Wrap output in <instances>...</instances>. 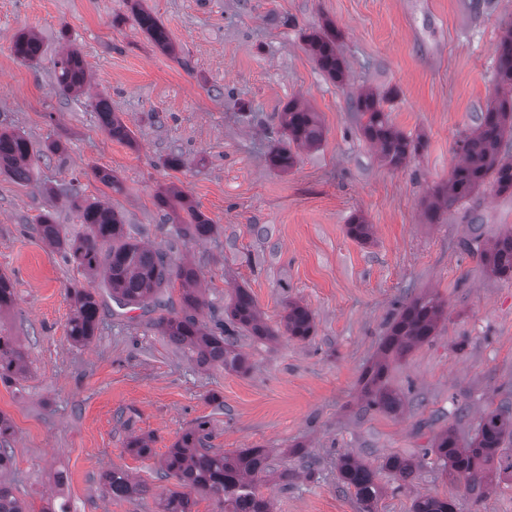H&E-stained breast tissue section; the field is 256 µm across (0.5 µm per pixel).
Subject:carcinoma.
Wrapping results in <instances>:
<instances>
[{
	"instance_id": "1",
	"label": "carcinoma",
	"mask_w": 512,
	"mask_h": 512,
	"mask_svg": "<svg viewBox=\"0 0 512 512\" xmlns=\"http://www.w3.org/2000/svg\"><path fill=\"white\" fill-rule=\"evenodd\" d=\"M137 26L163 49L173 47L165 28L149 11L140 9L135 15ZM340 34L330 24L323 31L307 36V50L318 67L332 80L344 79L343 61L338 42ZM37 35L22 32L14 40L16 57L32 60L41 53ZM497 56V97L481 113L478 127L467 135L459 147L460 161L453 168L448 183L433 195L425 208V220L436 223L441 211L469 197L489 183L499 193L512 191V156L503 151L505 135L512 133V24L504 30L495 47ZM56 80L64 95H79L87 83L82 56L67 51L57 62ZM385 97L364 90L353 107L360 120L364 137L376 147L381 159L393 167L405 165L423 148L419 138H410L390 121L384 108ZM101 124L108 135L118 141L131 140L130 130L112 112L110 102L101 97L95 104ZM282 143L270 156L273 166L282 171L296 163V150L311 148L321 142L323 128L317 112L290 101L281 112ZM39 158L31 141L24 135L0 131V172L5 171L18 181L31 180L33 165ZM56 196L67 198L76 212L83 232L68 236L52 216L46 215L38 224L42 239L63 252L89 275H102V285L122 307L143 308L162 304V293L179 285L181 312L162 317L157 322L160 333L179 346L187 348L200 365L220 364L236 372L248 370L246 357L236 349V330L247 329L260 338L271 339L280 334L304 341L315 332L313 313L299 303H290L283 317L282 330L271 329L262 320L251 294L244 288L236 291L225 318L207 324L199 318L206 306L199 277L190 263L174 264L167 255L149 246L132 234L122 214L101 202H89L80 196L72 183L50 189ZM157 203L175 214L180 232L192 239H205L214 230L209 220L181 191L170 188L157 195ZM373 225L358 217L348 225V233L358 241L372 237ZM484 267L499 277L512 276V232L500 236L482 248ZM73 314L68 323V337L75 345L89 344L95 336L100 316L96 293L86 288H70ZM445 314V305L434 294H423L408 301L392 322L376 361L362 376V400L369 408L397 414L404 407L401 394L388 379L392 361L406 356L416 346L428 341ZM26 372L25 355L8 336H0V382L11 383ZM207 423L181 435L161 462L167 476L178 479L185 491L171 493L163 503V512H192L193 493H204L224 501L227 512H270L268 501L255 490L254 481L268 473L269 455L263 448H245L235 454L210 453L204 447ZM512 440V411L502 407L486 412L476 437L461 441L452 429L435 437L431 453L443 461L444 472L452 479L464 478L470 489L481 494L493 487V466L504 445ZM419 464L400 455L388 456L381 470L392 475L399 485L414 480ZM341 487L352 489L363 512H374L383 495L378 471L351 454L339 459ZM104 484L116 498L141 495L146 487L137 484L121 471L105 474ZM246 489V496L240 490ZM0 512H29L26 504L14 493L10 484L0 479ZM412 512H455V504L435 496H418Z\"/></svg>"
}]
</instances>
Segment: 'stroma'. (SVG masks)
I'll use <instances>...</instances> for the list:
<instances>
[{
  "label": "stroma",
  "instance_id": "1",
  "mask_svg": "<svg viewBox=\"0 0 512 512\" xmlns=\"http://www.w3.org/2000/svg\"><path fill=\"white\" fill-rule=\"evenodd\" d=\"M137 6L166 28L175 55L138 28ZM328 21L341 35V83L304 42ZM511 23L512 0H0V129L42 151L30 181L0 173V274L16 295L0 311V332L27 362L24 377L0 383V414L14 428L8 478L29 512H46L60 496L72 512H161L179 484L160 476V462L200 420L212 448L259 446L275 471L290 470L288 483L257 484L273 512H360L337 480L344 453L378 468L390 454L420 462L402 489L381 471L376 512H411L420 495L452 500L456 512H512V475L479 501L426 453L442 430L470 440L485 412L512 405V278L488 274L478 251L464 248L512 230V193L488 184L437 223L424 218L425 200L447 182L461 139L495 97V47ZM27 30L43 44L33 62L12 50ZM71 48L89 77L77 99L56 82ZM362 87L388 95L393 124L422 137L405 166L386 165L363 137L350 104ZM97 95L111 101L132 143L102 128ZM291 100L318 113L324 136L283 172L269 153ZM56 142L60 151H51ZM173 153L176 169L165 164ZM98 167L112 170L119 188L102 184ZM68 181L120 212L171 262L193 264L216 314L241 287L274 329L289 303L306 305L314 335L259 340L242 331L247 372L202 368L158 332V310L119 307L100 287L96 336L72 345L67 290L88 280L36 230L49 213L81 232L66 201L47 191ZM172 185L214 224L210 238L176 236L156 204ZM356 216L372 224L371 242L349 235ZM424 293L443 300L446 314L435 336L391 366L403 411L362 409V372L401 305ZM133 436L150 438L151 456L127 452ZM115 469L148 494L108 496L103 476Z\"/></svg>",
  "mask_w": 512,
  "mask_h": 512
}]
</instances>
